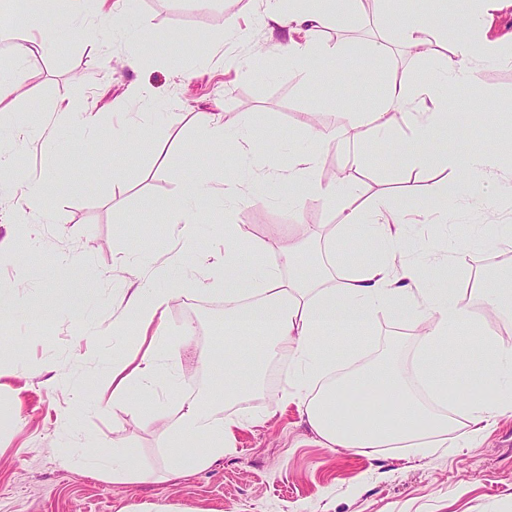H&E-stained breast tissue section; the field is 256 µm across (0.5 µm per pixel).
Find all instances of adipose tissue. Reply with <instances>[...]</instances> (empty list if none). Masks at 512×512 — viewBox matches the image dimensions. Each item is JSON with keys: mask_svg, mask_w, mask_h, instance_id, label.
I'll return each mask as SVG.
<instances>
[{"mask_svg": "<svg viewBox=\"0 0 512 512\" xmlns=\"http://www.w3.org/2000/svg\"><path fill=\"white\" fill-rule=\"evenodd\" d=\"M358 2L293 0L288 28L304 30L306 37L301 41L284 38L277 45L280 57L305 81L324 79L332 62L337 68L330 74L343 79V64L351 49L343 42L327 45L321 39V29L329 22L340 29L354 27ZM511 4L512 0H470L469 7L451 15V26L483 31L482 41L459 42L452 55L439 61L436 78L413 86L396 79L388 82L370 119L346 114L344 121L353 129L355 141L363 145L389 136L393 130L391 111L400 104L416 105V112L409 115L408 135L394 140L393 147L409 169L422 167L431 132L448 123L450 94L475 79L473 61L484 56L512 64V34L500 35L494 28L497 12ZM84 9V0H29V34L11 48L16 62L24 63L33 54L44 17L66 29ZM198 121L216 148H223L225 141L235 136L244 140L255 156L270 151L263 140L242 128L225 126L221 113H199ZM310 139L314 151L296 157L283 181L289 197L300 201L315 196L337 204L343 235L358 234L373 250L338 280L329 270L320 271L300 261L306 248L313 245L322 246L328 257L336 255L335 239L321 240L313 227L301 226L287 246L279 248L274 238H249L241 235L238 225H225L224 254L211 265L224 284L225 328L232 334L263 332L265 343L244 364L236 358L234 347L225 346L223 379L212 382L200 395L182 399L176 422L165 423L169 439L180 447L173 475L204 470L223 459L236 430L248 423L247 417L225 415V405L256 390L265 362L282 351L289 355L292 367L278 405H295L329 448H354L370 455L381 448L400 447L426 456L446 447L459 412L467 420L464 441L474 448L500 415L512 412V401L500 396L504 384L512 381V345L490 335L485 323L464 303L453 279L444 276L437 287H428L427 270L412 256L410 238L412 225L446 222L449 198L474 177L500 168L501 156L482 151L448 157L455 176L438 204L394 203L382 198L364 209L357 203L358 184L353 174L329 182L318 177L317 149L327 139L318 130L311 131ZM214 193L230 205L239 191L232 181L217 189L210 180L201 179L185 185L178 198L159 200L156 207L170 215L188 238L197 221L199 198ZM247 253L266 256L267 261L257 266L245 264ZM178 274L174 264L153 268V278L161 282L157 288L136 278L128 280L124 307L112 325L123 334L148 337L149 343L132 361L113 363V400H121L132 388L154 392L161 370L162 322L170 304L179 297L178 290L167 282ZM381 314L406 321L416 330L418 388H411L395 368L370 364L351 365L342 377L331 378L336 359L325 350V337L341 327L367 326ZM460 332L474 341L483 362L479 375L467 383L457 376L468 361L467 354L454 345Z\"/></svg>", "mask_w": 512, "mask_h": 512, "instance_id": "1", "label": "adipose tissue"}]
</instances>
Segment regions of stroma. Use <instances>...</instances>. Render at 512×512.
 Wrapping results in <instances>:
<instances>
[{
	"mask_svg": "<svg viewBox=\"0 0 512 512\" xmlns=\"http://www.w3.org/2000/svg\"><path fill=\"white\" fill-rule=\"evenodd\" d=\"M265 8L266 0H131L121 18L122 37H113L108 23L78 33L61 29L18 69L8 55L14 35L28 25L25 5L0 0V79L15 85L0 105V147L29 179L70 187L49 195L45 213L32 226L15 219L24 206L21 189L14 179L0 178V241L15 242L14 249L0 251V290H17L12 320L0 322V512H512L511 412L498 418L476 448L458 447L452 438L427 458L402 448L366 455L324 447L296 406L277 409L278 385L226 406V413L254 414L258 421L237 430L220 465L180 478L169 475L168 438L148 416L176 418L189 394L188 375H196L201 386L222 376L221 365L195 373L191 364L201 353L223 349V325L194 336L182 329L189 309H197L202 320L224 315V294L202 264L223 252L224 224L240 225L252 238L274 229L284 242L295 225L320 224L331 237L340 222L336 206L321 198L292 206L287 193L266 184L234 142L223 149L222 168H214L211 151L201 147L196 114L219 112L227 124L246 123L272 145L282 167L308 147L313 123L335 127L334 141L319 151L324 169L345 164L353 151L337 127L342 113L373 112L388 78L426 77L435 67L434 57L417 56L402 45V11L397 0H389L387 25L363 9L353 28L322 32L331 44L384 42L388 52L382 60L349 61L346 81L328 77L301 84L273 54L285 29L257 22ZM230 17L246 28L244 37L226 32ZM133 47L140 64L130 69L121 60ZM475 75L476 94L459 89L451 102L459 113L468 112L471 102L481 103L478 121L462 138L450 130L434 134L451 154L496 144L512 129V64L486 59ZM144 91L153 95L154 108H146ZM71 102L93 107V130L101 138L123 135L120 156L76 155L88 130L57 118ZM23 122L39 124L41 137L15 139ZM158 142L163 151L155 150ZM117 165L118 182L112 178ZM235 174L245 181L240 201L228 211L218 198L201 197L191 239H183L179 225L155 208L157 200L179 196L189 182L208 176L218 184ZM355 176L361 201L369 204L381 198L435 200L452 174L441 164L406 169L383 139L372 145ZM490 222L512 225V204L494 199L477 181L464 189L446 226L424 224L413 235L444 244ZM139 250L152 252L156 263L176 262L195 273L180 283L181 296L165 317L163 350L180 357L176 390L162 381L155 393L133 392L116 405L112 360L135 348L112 329L127 277L119 258ZM43 305L56 312L48 327L34 318ZM83 324L89 347L79 350L74 341ZM361 343L374 358L395 349L399 367L412 374L416 338L407 324L378 318ZM72 385L83 389V402L72 399ZM117 444L138 478L99 479L62 460L66 445L109 453Z\"/></svg>",
	"mask_w": 512,
	"mask_h": 512,
	"instance_id": "35a3bbf8",
	"label": "stroma"
}]
</instances>
